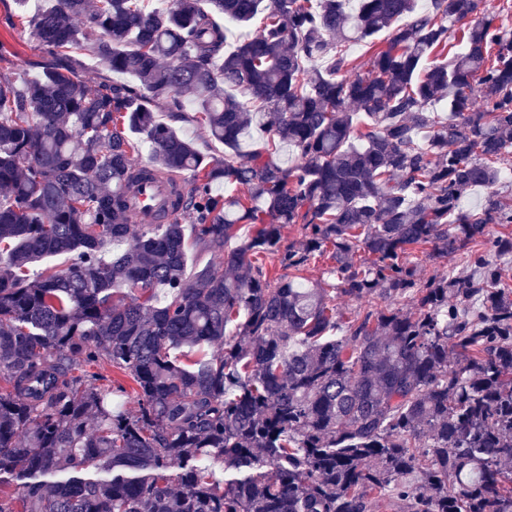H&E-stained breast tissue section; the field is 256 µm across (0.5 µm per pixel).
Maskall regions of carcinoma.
<instances>
[{
    "instance_id": "carcinoma-1",
    "label": "carcinoma",
    "mask_w": 512,
    "mask_h": 512,
    "mask_svg": "<svg viewBox=\"0 0 512 512\" xmlns=\"http://www.w3.org/2000/svg\"><path fill=\"white\" fill-rule=\"evenodd\" d=\"M258 16L226 50L218 19ZM449 21L464 48L425 65ZM25 25L38 78L0 73V473L69 477L0 512H512V233L476 248L512 224L499 17L482 0H54ZM382 30L368 74L346 76L350 44ZM87 56L134 81L87 85ZM186 94L223 162L157 119L186 117ZM357 112L372 124L356 135ZM130 130L151 148L137 176ZM156 175L218 257L190 279L181 222L131 235L128 192ZM474 187L488 193L465 211ZM238 224L259 228L230 248ZM417 249L469 271L426 278ZM325 257L336 297L377 306L345 322L327 289L296 283ZM102 362L135 385L136 413L112 410L124 387L101 384Z\"/></svg>"
}]
</instances>
